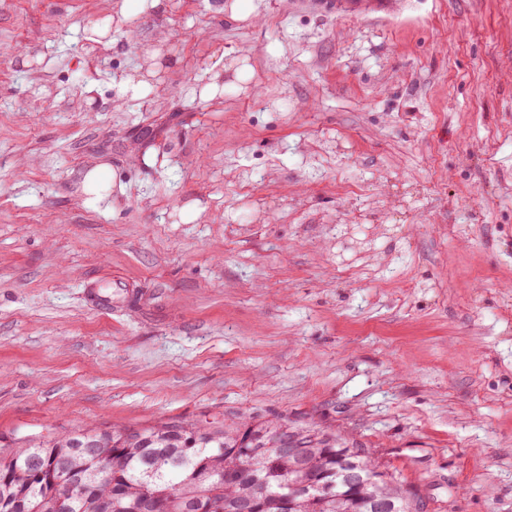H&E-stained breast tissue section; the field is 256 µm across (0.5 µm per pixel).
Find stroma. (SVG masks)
Listing matches in <instances>:
<instances>
[{
	"instance_id": "obj_1",
	"label": "stroma",
	"mask_w": 512,
	"mask_h": 512,
	"mask_svg": "<svg viewBox=\"0 0 512 512\" xmlns=\"http://www.w3.org/2000/svg\"><path fill=\"white\" fill-rule=\"evenodd\" d=\"M232 2L0 0V437L285 416L512 512V0Z\"/></svg>"
}]
</instances>
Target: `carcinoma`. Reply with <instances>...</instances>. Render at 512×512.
Wrapping results in <instances>:
<instances>
[{"label": "carcinoma", "instance_id": "obj_1", "mask_svg": "<svg viewBox=\"0 0 512 512\" xmlns=\"http://www.w3.org/2000/svg\"><path fill=\"white\" fill-rule=\"evenodd\" d=\"M271 442L294 449L278 454ZM261 452L246 460L241 447ZM94 483L89 496L67 491L60 472ZM348 473L372 474L359 491ZM414 512L419 503L363 448L285 418L232 416L205 425L179 419L141 428L81 426L33 443L0 448V512H100L112 501L125 512Z\"/></svg>", "mask_w": 512, "mask_h": 512}]
</instances>
